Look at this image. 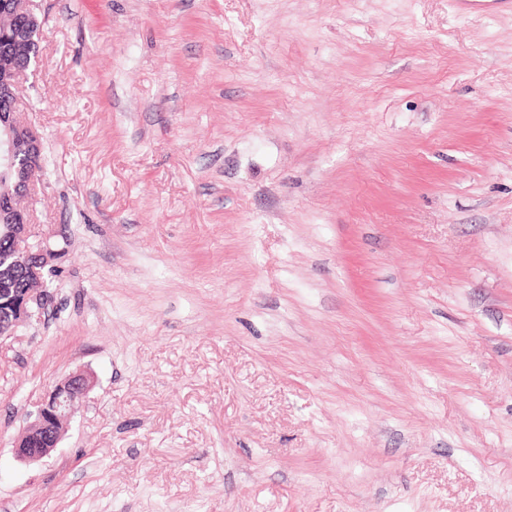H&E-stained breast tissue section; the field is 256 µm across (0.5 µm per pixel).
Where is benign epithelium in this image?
I'll return each mask as SVG.
<instances>
[{
  "label": "benign epithelium",
  "mask_w": 512,
  "mask_h": 512,
  "mask_svg": "<svg viewBox=\"0 0 512 512\" xmlns=\"http://www.w3.org/2000/svg\"><path fill=\"white\" fill-rule=\"evenodd\" d=\"M0 12L20 23L9 50L0 53V101L8 105V109L0 110V163L11 168L14 175L12 183L0 185V220L12 226L14 255L19 259L24 279L34 284L9 299L6 319L0 325L2 342L14 336L20 324L47 304L49 295L44 285L46 276L54 268L57 251L42 239L30 241L33 237L31 219L19 205L20 199L29 194L31 186L45 170L42 141L19 119L17 112L19 78L30 66L28 62L18 64V55L28 59L38 56L31 35L40 29L43 19L36 12L35 0H6ZM92 385V374L84 370L71 373L58 382L40 401L34 420L19 437L15 446L16 458L31 463L48 456ZM44 431L49 432L53 445L38 448L36 444Z\"/></svg>",
  "instance_id": "1"
}]
</instances>
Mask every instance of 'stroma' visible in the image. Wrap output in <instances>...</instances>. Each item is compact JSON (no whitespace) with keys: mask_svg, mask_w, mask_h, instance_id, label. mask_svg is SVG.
I'll use <instances>...</instances> for the list:
<instances>
[{"mask_svg":"<svg viewBox=\"0 0 512 512\" xmlns=\"http://www.w3.org/2000/svg\"><path fill=\"white\" fill-rule=\"evenodd\" d=\"M36 3L0 512H512V0ZM93 385V376L87 371L69 374L58 382L49 395L43 398L30 422L19 437L15 446V456L23 462H38L48 456L61 440L64 430L75 414L78 405L87 396ZM47 430L52 438V446L46 440L43 446L36 444L42 431Z\"/></svg>","mask_w":512,"mask_h":512,"instance_id":"35a3bbf8","label":"stroma"}]
</instances>
